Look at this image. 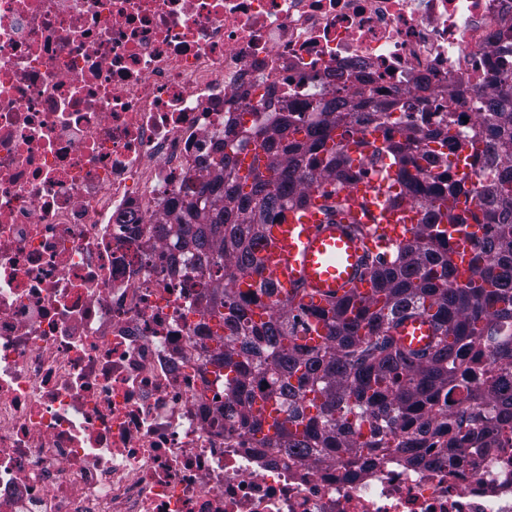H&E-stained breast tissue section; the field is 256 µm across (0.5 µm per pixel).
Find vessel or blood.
I'll return each mask as SVG.
<instances>
[{
	"label": "vessel or blood",
	"mask_w": 512,
	"mask_h": 512,
	"mask_svg": "<svg viewBox=\"0 0 512 512\" xmlns=\"http://www.w3.org/2000/svg\"><path fill=\"white\" fill-rule=\"evenodd\" d=\"M342 141L352 150L355 179L339 191L324 181L310 184L307 204L285 211L254 246L253 255L263 264L262 277L276 288L272 299L255 307L258 316L289 299L312 310L327 307L336 296L368 300L373 288L371 267L421 221L412 204L393 208L375 197L377 185L391 181L383 170L367 165L381 144L379 135L354 132L343 135ZM479 236L471 224L448 231V260L456 284L468 279ZM259 278L239 277L235 288L256 289ZM392 334L402 346L426 351L433 345L437 326L430 315L416 313L401 319Z\"/></svg>",
	"instance_id": "1"
}]
</instances>
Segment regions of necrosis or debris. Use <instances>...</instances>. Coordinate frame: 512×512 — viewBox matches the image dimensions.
I'll return each instance as SVG.
<instances>
[{
  "instance_id": "1",
  "label": "necrosis or debris",
  "mask_w": 512,
  "mask_h": 512,
  "mask_svg": "<svg viewBox=\"0 0 512 512\" xmlns=\"http://www.w3.org/2000/svg\"><path fill=\"white\" fill-rule=\"evenodd\" d=\"M512 0H0V512H512V441L292 463L224 415L209 271L163 228L232 131L360 90L456 150Z\"/></svg>"
}]
</instances>
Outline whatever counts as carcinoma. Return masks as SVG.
<instances>
[{
    "instance_id": "cac0c4a2",
    "label": "carcinoma",
    "mask_w": 512,
    "mask_h": 512,
    "mask_svg": "<svg viewBox=\"0 0 512 512\" xmlns=\"http://www.w3.org/2000/svg\"><path fill=\"white\" fill-rule=\"evenodd\" d=\"M487 127L471 135V169L488 170L491 177L465 187L448 163L449 122L433 123L418 98L398 96L367 101L359 96L336 99L326 117L297 124L286 112L259 131L266 155L268 180L240 175L239 159L250 134L224 154L228 182L216 181L195 192L175 216L174 237L187 259L211 268L207 313L217 320L222 350L211 363L224 366L227 403L241 426L263 448H278L292 461L336 460L352 451L372 455L385 448L410 461H419L425 443L448 454L462 443L448 441L450 401L488 403L491 419L477 417L466 440L491 448L494 439L512 435V112L499 109V98L485 99ZM397 112H420L417 123H401ZM377 131L384 144L372 164L385 159L395 168L398 194L423 213L413 238L389 249L390 259L374 271L380 304L353 310L349 299H338L320 312L326 341L315 347L299 343L311 329L308 317L285 304L256 321L252 309L271 297L273 283L264 280L248 293L232 284L241 273L261 275L248 262L254 244L275 224L287 207L304 205L307 185L318 179L341 187L353 178L346 147L327 142L336 129ZM460 194L472 206L458 210L448 197ZM453 227L475 224L481 244L471 259L466 286L450 284L448 234ZM407 313H428L440 336L432 351L422 354L397 345L391 330ZM494 348L502 370L487 362L485 349ZM269 399L285 419L273 434L264 433L255 397Z\"/></svg>"
}]
</instances>
